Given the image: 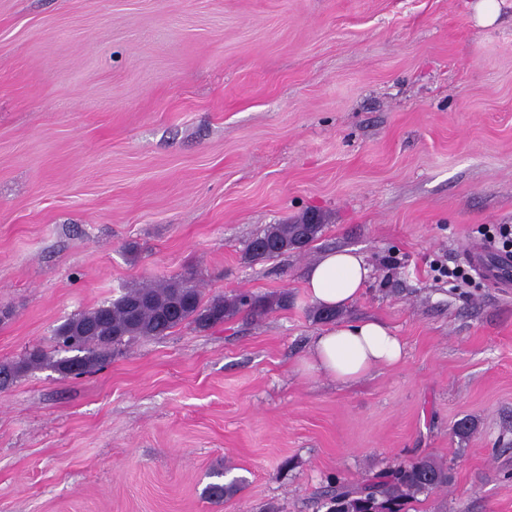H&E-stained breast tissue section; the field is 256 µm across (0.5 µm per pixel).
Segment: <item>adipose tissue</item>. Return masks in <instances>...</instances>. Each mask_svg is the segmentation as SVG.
<instances>
[{"instance_id":"adipose-tissue-1","label":"adipose tissue","mask_w":512,"mask_h":512,"mask_svg":"<svg viewBox=\"0 0 512 512\" xmlns=\"http://www.w3.org/2000/svg\"><path fill=\"white\" fill-rule=\"evenodd\" d=\"M369 266L353 248L326 251L303 279L315 307L344 309L361 295ZM405 345L392 329L376 319L338 322L318 328L312 336L302 368L346 384L366 378L379 367L399 364Z\"/></svg>"}]
</instances>
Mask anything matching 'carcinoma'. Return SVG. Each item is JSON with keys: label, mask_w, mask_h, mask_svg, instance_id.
<instances>
[{"label": "carcinoma", "mask_w": 512, "mask_h": 512, "mask_svg": "<svg viewBox=\"0 0 512 512\" xmlns=\"http://www.w3.org/2000/svg\"><path fill=\"white\" fill-rule=\"evenodd\" d=\"M322 224H270L248 243L244 258L253 262L304 250L321 234ZM264 246L259 254L255 244ZM288 306V294H236L204 298L195 275L184 274L159 283L126 288L116 298L66 319L53 332L55 355L34 347L14 361L0 363V392L38 368H50L64 378H78L112 360L115 349L143 339L167 336L181 326L202 332L224 324L244 311L255 317ZM448 464L430 456L413 458L374 474L358 486L341 481L324 492L327 512H404L421 494L446 490ZM245 480L210 483L205 494L214 501L234 497Z\"/></svg>", "instance_id": "1"}]
</instances>
